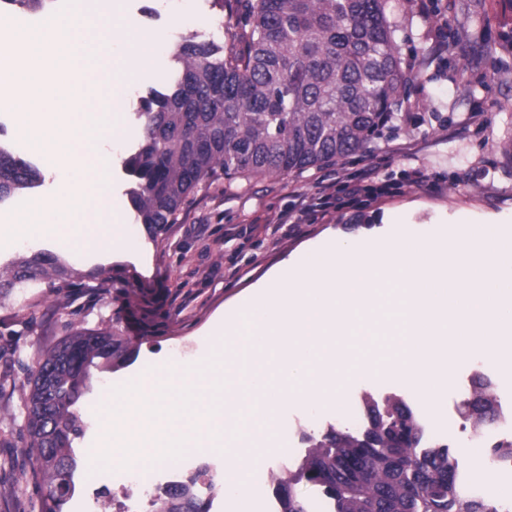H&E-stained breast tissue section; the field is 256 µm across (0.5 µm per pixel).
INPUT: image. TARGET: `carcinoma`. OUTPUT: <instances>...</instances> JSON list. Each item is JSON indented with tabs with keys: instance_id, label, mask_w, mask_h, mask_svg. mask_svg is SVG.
Listing matches in <instances>:
<instances>
[{
	"instance_id": "1",
	"label": "carcinoma",
	"mask_w": 512,
	"mask_h": 512,
	"mask_svg": "<svg viewBox=\"0 0 512 512\" xmlns=\"http://www.w3.org/2000/svg\"><path fill=\"white\" fill-rule=\"evenodd\" d=\"M48 0H0L5 18L40 13ZM240 16L227 13L224 42L181 37L173 43L168 88L151 90L134 115L142 141L124 159L136 178L129 195L138 223L154 234L172 223L199 185L224 175L254 180L300 175L366 152L398 119L413 80L395 40L393 0H247ZM25 159L0 145V200L35 185ZM58 260L36 255L0 288L38 280ZM115 336L87 333L58 346L28 380L27 448L65 474L40 496V512H61L74 490L76 461L45 446L47 412L62 445L72 432L68 408L90 377L86 350L108 358ZM69 386H58L59 375ZM499 397L491 378L472 388L462 417L474 429L493 422ZM366 433L330 429L310 439L297 470L281 477L282 512H310L293 492L301 480L333 503L331 512H503L469 493L455 451L423 445L420 418L400 397L364 395ZM160 512H207L192 497L173 498Z\"/></svg>"
}]
</instances>
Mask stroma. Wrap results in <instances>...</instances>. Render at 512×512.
<instances>
[{
  "mask_svg": "<svg viewBox=\"0 0 512 512\" xmlns=\"http://www.w3.org/2000/svg\"><path fill=\"white\" fill-rule=\"evenodd\" d=\"M439 19L421 16L405 0L396 15V41L403 63L413 64L407 95L417 121L383 129L369 152L352 157L328 173L356 177L373 156L392 154L391 178L403 189L385 201H366L347 208L327 224L283 225L275 238L249 233L248 218L268 209L297 210L300 195L319 177L313 169L302 175L270 177L248 186L218 181L191 195L164 232L149 234L138 224L127 191L131 178L121 160L140 136L133 115H126L125 138L113 145L115 161L108 194L127 231L134 237L124 253L75 251L55 234L26 238L0 247V267L19 264L39 252L58 256L67 277L50 274L27 288L0 290V458L14 452L13 479L21 487L49 490L48 469L26 456V381L58 344L77 334L116 332L121 345L110 363L93 371L81 398L71 406L78 433L70 454L78 460L76 495L64 512H123L138 489L119 488L112 476L121 469L123 453L117 423H105L100 404L113 401V389L136 382L151 368L199 362L208 342L211 320L261 282L296 251L321 247L327 240L372 237L393 217L411 227L429 230L440 225L499 224L512 228V154L502 148L512 139V29L500 25L496 0H444ZM130 22L161 36L164 47L152 63L148 79L130 83L136 96L163 89L170 80V51L175 40L222 41L221 14L209 0H132ZM447 38L448 52L434 46ZM476 122H468L470 114ZM17 114L0 107V140L30 161L39 174L27 199L56 195L57 184L45 159L15 134ZM421 167L429 184L404 185L412 167ZM196 267L193 298L177 295L184 264ZM403 395L434 427L432 441L449 445L460 461L474 460L486 482L496 486L500 503L512 507V485L500 483L489 448L471 457L469 439L459 419H444L426 407L415 389L388 378L362 377L351 382L348 397L362 392ZM277 439L252 467L249 479L263 488V500L274 497L273 476L293 466L297 448L280 453Z\"/></svg>",
  "mask_w": 512,
  "mask_h": 512,
  "instance_id": "35a3bbf8",
  "label": "stroma"
}]
</instances>
